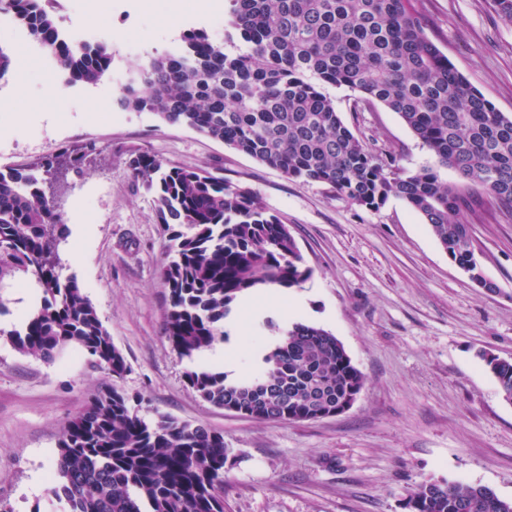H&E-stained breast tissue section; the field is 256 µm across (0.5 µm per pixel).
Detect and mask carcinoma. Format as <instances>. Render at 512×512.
I'll use <instances>...</instances> for the list:
<instances>
[{"instance_id":"obj_1","label":"carcinoma","mask_w":512,"mask_h":512,"mask_svg":"<svg viewBox=\"0 0 512 512\" xmlns=\"http://www.w3.org/2000/svg\"><path fill=\"white\" fill-rule=\"evenodd\" d=\"M416 2L228 0L224 40L186 31L181 43L129 71L117 104L187 126L357 206L376 209L398 197L471 280L490 288L464 210L482 192L512 207V117L429 39ZM0 10L27 30L65 84L97 85L111 72L109 46L68 42L42 0H0ZM236 40L241 47L225 50ZM325 84L397 113L437 163L408 171L374 153L344 124ZM80 161L65 150L36 169L0 172V290L26 279L41 293L23 329L0 335L44 360L76 346L119 378L125 357L77 280L62 278L66 224L36 174L55 175ZM129 167L154 191L158 223L173 229L172 260L162 271L169 288L164 331L181 357L193 362L227 338L224 318L240 296L309 278L288 227L251 191L148 154ZM448 168L462 183L442 177ZM486 364L512 404V360ZM185 378L216 407L275 422L330 415L365 382L336 336L302 322L279 331L263 366L247 378L201 366ZM227 460L222 433L169 416L147 422L116 386H102L65 428L54 493L66 512H224ZM406 500L410 512H512V501L493 489L461 482L422 483Z\"/></svg>"}]
</instances>
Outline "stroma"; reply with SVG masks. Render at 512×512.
Here are the masks:
<instances>
[{
  "label": "stroma",
  "mask_w": 512,
  "mask_h": 512,
  "mask_svg": "<svg viewBox=\"0 0 512 512\" xmlns=\"http://www.w3.org/2000/svg\"><path fill=\"white\" fill-rule=\"evenodd\" d=\"M112 31V71L125 78L183 31L211 29L226 10L194 0H51L58 22ZM428 37L472 86L512 116V26L490 0H418ZM343 122L400 167L434 164L399 115L357 105V92L325 86ZM116 90L64 83L31 65L0 83V166L34 165L65 148L82 162L54 185L67 225L62 274L76 278L128 369L114 379L79 348L45 362L7 339L32 304L27 282L0 290V512H56L57 448L66 425L101 385L115 383L148 421L167 415L220 431L229 450L224 512H407L409 490L428 481L492 488L512 501V404L484 358L512 359V213L489 196L465 214L475 255L494 290L475 285L403 200L356 206L318 183L288 178L224 143L148 112H129ZM200 167L256 195L294 236L311 271L261 316L225 320L232 378L254 369L278 328L301 321L332 332L365 385L347 411L317 420H254L203 401L185 382L191 364L164 332L169 235L129 160Z\"/></svg>",
  "instance_id": "1"
}]
</instances>
